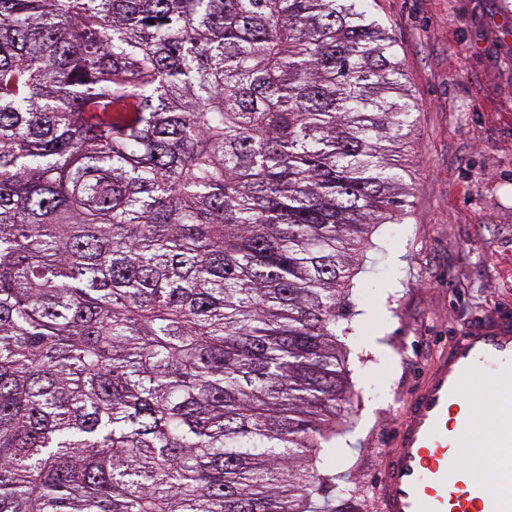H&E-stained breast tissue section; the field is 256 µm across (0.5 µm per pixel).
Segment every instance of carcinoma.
I'll return each mask as SVG.
<instances>
[{
	"instance_id": "carcinoma-1",
	"label": "carcinoma",
	"mask_w": 512,
	"mask_h": 512,
	"mask_svg": "<svg viewBox=\"0 0 512 512\" xmlns=\"http://www.w3.org/2000/svg\"><path fill=\"white\" fill-rule=\"evenodd\" d=\"M376 2L0 0V512L346 496L416 110Z\"/></svg>"
}]
</instances>
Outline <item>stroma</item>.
I'll list each match as a JSON object with an SVG mask.
<instances>
[{
    "label": "stroma",
    "mask_w": 512,
    "mask_h": 512,
    "mask_svg": "<svg viewBox=\"0 0 512 512\" xmlns=\"http://www.w3.org/2000/svg\"><path fill=\"white\" fill-rule=\"evenodd\" d=\"M419 105L396 159L407 213L362 260L371 295L350 343L349 443L331 462L343 512H376L404 405L454 333L512 300V0H378Z\"/></svg>",
    "instance_id": "obj_1"
}]
</instances>
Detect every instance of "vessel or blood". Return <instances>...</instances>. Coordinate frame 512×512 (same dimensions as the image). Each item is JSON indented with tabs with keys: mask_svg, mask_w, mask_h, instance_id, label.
<instances>
[{
	"mask_svg": "<svg viewBox=\"0 0 512 512\" xmlns=\"http://www.w3.org/2000/svg\"><path fill=\"white\" fill-rule=\"evenodd\" d=\"M491 381L496 412L470 395ZM379 512H512V305L472 323L409 401L380 466Z\"/></svg>",
	"mask_w": 512,
	"mask_h": 512,
	"instance_id": "b4317fda",
	"label": "vessel or blood"
}]
</instances>
